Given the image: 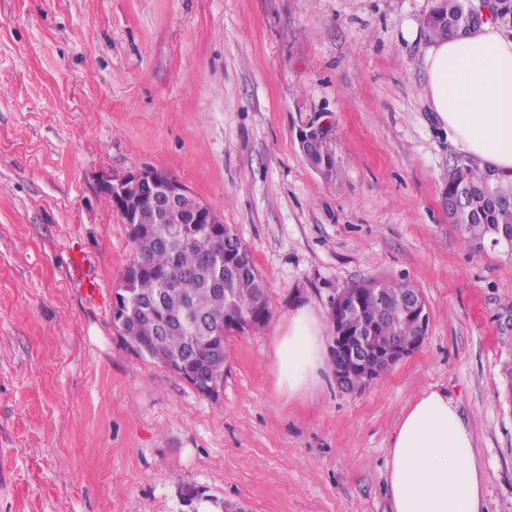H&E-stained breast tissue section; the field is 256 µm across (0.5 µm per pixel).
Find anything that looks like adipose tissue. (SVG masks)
I'll return each instance as SVG.
<instances>
[{
	"instance_id": "ef3b65f1",
	"label": "adipose tissue",
	"mask_w": 512,
	"mask_h": 512,
	"mask_svg": "<svg viewBox=\"0 0 512 512\" xmlns=\"http://www.w3.org/2000/svg\"><path fill=\"white\" fill-rule=\"evenodd\" d=\"M427 98L435 120L466 157L512 174V37L494 21L424 50ZM279 384L295 393L324 365L320 321L307 306L276 344ZM485 473L455 407L431 391L405 412L392 441L388 485L394 512H481Z\"/></svg>"
}]
</instances>
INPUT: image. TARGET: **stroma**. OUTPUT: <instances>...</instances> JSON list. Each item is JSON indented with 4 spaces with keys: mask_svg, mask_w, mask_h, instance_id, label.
<instances>
[{
    "mask_svg": "<svg viewBox=\"0 0 512 512\" xmlns=\"http://www.w3.org/2000/svg\"><path fill=\"white\" fill-rule=\"evenodd\" d=\"M434 0H0V512H393L392 438L438 391L470 430L485 512H512V257L448 217L457 157L426 97ZM332 125L336 172L298 138ZM175 175L245 244L271 317L230 333L207 397L127 347L133 257L103 178ZM83 256L98 292L73 287ZM406 277L422 347L359 392L295 396L275 340L350 283Z\"/></svg>",
    "mask_w": 512,
    "mask_h": 512,
    "instance_id": "35a3bbf8",
    "label": "stroma"
}]
</instances>
